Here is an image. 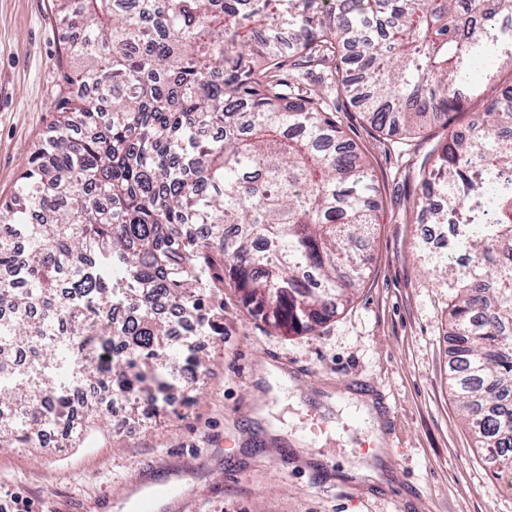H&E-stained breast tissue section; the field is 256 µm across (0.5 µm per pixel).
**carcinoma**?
Here are the masks:
<instances>
[{
  "mask_svg": "<svg viewBox=\"0 0 512 512\" xmlns=\"http://www.w3.org/2000/svg\"><path fill=\"white\" fill-rule=\"evenodd\" d=\"M80 36L67 46L52 135L0 204V447L29 448L77 425L69 363L146 413L199 351L174 344L162 297L224 335L218 288L256 318L311 333L350 301L378 223L365 157L344 146L332 84L378 129L450 125L478 105L418 174L412 206L455 248L419 256L451 280V377L479 448L512 463V101L468 77L512 71V0H55ZM93 85L106 111L80 90ZM130 306L115 324L105 313ZM36 306L38 314L28 317ZM137 350L133 359L125 349Z\"/></svg>",
  "mask_w": 512,
  "mask_h": 512,
  "instance_id": "obj_1",
  "label": "carcinoma"
}]
</instances>
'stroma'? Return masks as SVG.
I'll return each mask as SVG.
<instances>
[{"label": "stroma", "mask_w": 512, "mask_h": 512, "mask_svg": "<svg viewBox=\"0 0 512 512\" xmlns=\"http://www.w3.org/2000/svg\"><path fill=\"white\" fill-rule=\"evenodd\" d=\"M54 0H0V200L51 134L64 47L72 37ZM331 110L362 152L380 219L369 270L349 304L310 334H282L225 288L224 334L202 353L196 389L181 386L151 419L124 401L82 432L81 446L36 439L0 448V488L36 512L77 497L83 512H130L150 486L175 484L194 512H512L448 382L454 342L449 289L423 273L416 176L450 127L386 134L342 96ZM385 398L377 426L361 406ZM380 437L384 454L357 442ZM382 466L385 479L369 480ZM183 500L161 512H184Z\"/></svg>", "instance_id": "35a3bbf8"}]
</instances>
